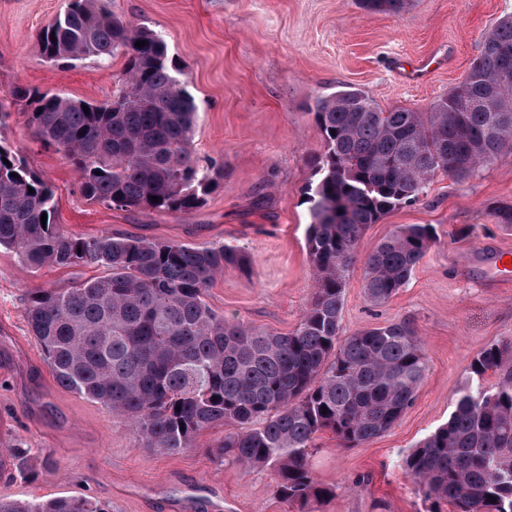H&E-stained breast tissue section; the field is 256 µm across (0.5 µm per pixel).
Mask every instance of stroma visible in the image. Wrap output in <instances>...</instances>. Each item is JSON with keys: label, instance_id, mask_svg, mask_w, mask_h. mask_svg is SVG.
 <instances>
[{"label": "stroma", "instance_id": "stroma-1", "mask_svg": "<svg viewBox=\"0 0 512 512\" xmlns=\"http://www.w3.org/2000/svg\"><path fill=\"white\" fill-rule=\"evenodd\" d=\"M71 0H0V94L16 87L106 102L120 88L125 60L49 62L39 32ZM114 14L147 26L184 65L199 119L193 151L216 159L224 177L188 215L125 211L88 200L56 146L17 109L0 114V144L20 154L53 189L55 222L93 237L109 231L196 246L245 249L250 271L226 269L204 300L217 314L285 335L312 296L306 250V189L324 144L309 110L349 87L381 109L429 111L467 75L484 35L512 15V0H410L397 14H368L356 0H104ZM512 201V154L459 181L436 175L416 202L368 225L362 252L402 224H431L439 241L389 302L371 304L356 263L341 327L352 334L403 319L421 339L428 370L414 403L387 432L344 447L319 433L311 463L334 499L303 512H424L403 460L444 424L470 378L473 356L512 336V288L492 290L493 259L512 251V231L489 212ZM103 268L46 266L30 271L0 249V449L22 448L19 469L0 472V497L21 501L75 495L107 512H291L274 474L215 458L223 428L201 432L169 455L143 447L121 416L63 388L31 335L25 306L40 288H67Z\"/></svg>", "mask_w": 512, "mask_h": 512}]
</instances>
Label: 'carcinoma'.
Wrapping results in <instances>:
<instances>
[{
    "instance_id": "cac0c4a2",
    "label": "carcinoma",
    "mask_w": 512,
    "mask_h": 512,
    "mask_svg": "<svg viewBox=\"0 0 512 512\" xmlns=\"http://www.w3.org/2000/svg\"><path fill=\"white\" fill-rule=\"evenodd\" d=\"M408 3L360 0L369 13L397 14ZM138 41L145 45L135 46ZM38 46L52 61L126 59L123 87L108 102L26 87L9 92L11 105L75 168L84 197L161 214L203 205L217 187L220 165L194 157L199 109L184 67L163 39L111 13L103 0H71L39 34ZM461 95L477 104L453 111ZM509 105L512 15L485 34L465 81L428 112L383 110L356 89L315 101L324 150L312 159L315 180L307 191L314 288L287 335L229 321L203 300L225 269L249 268L241 248L66 233L54 223L53 190L1 145L0 248L32 271L106 270L69 288L32 292L25 307L30 332L58 383L124 416L145 447L176 455L202 431L229 426L213 446L216 457L272 469L276 495L290 505L331 498L335 491L312 471L317 435L329 430L354 447L387 432L412 405L427 371L407 320L342 335L344 294L364 231L418 200L436 174L464 179L511 152ZM493 215L512 230V202L497 203ZM438 239L431 224H402L380 241L365 256L367 300L379 305L395 296ZM470 369L448 421L403 461L428 512H512V338L487 344ZM488 376L496 378L490 386ZM0 512L102 509L78 496L1 497Z\"/></svg>"
}]
</instances>
